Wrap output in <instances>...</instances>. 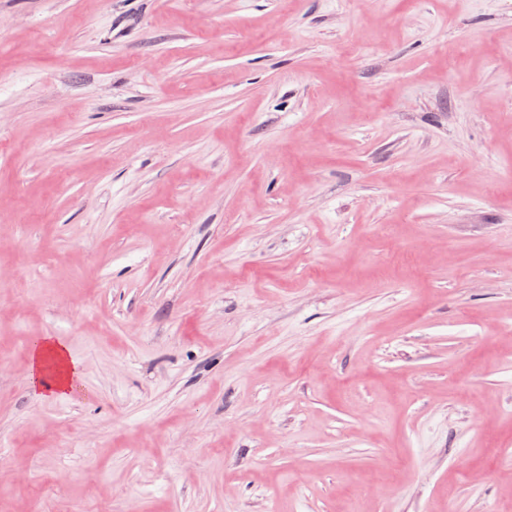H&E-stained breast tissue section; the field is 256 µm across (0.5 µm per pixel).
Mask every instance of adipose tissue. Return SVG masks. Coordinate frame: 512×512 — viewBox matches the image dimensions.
I'll use <instances>...</instances> for the list:
<instances>
[{"label":"adipose tissue","instance_id":"ef3b65f1","mask_svg":"<svg viewBox=\"0 0 512 512\" xmlns=\"http://www.w3.org/2000/svg\"><path fill=\"white\" fill-rule=\"evenodd\" d=\"M28 377L35 394L42 397L64 396L74 391L78 369L63 343L44 336L31 347Z\"/></svg>","mask_w":512,"mask_h":512}]
</instances>
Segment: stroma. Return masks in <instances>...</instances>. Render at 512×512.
<instances>
[{
	"mask_svg": "<svg viewBox=\"0 0 512 512\" xmlns=\"http://www.w3.org/2000/svg\"><path fill=\"white\" fill-rule=\"evenodd\" d=\"M0 512H512V0H0ZM48 360L54 364L47 366ZM28 377L32 391L41 397L64 396L74 391L78 369L65 345L51 336L37 339L31 347Z\"/></svg>",
	"mask_w": 512,
	"mask_h": 512,
	"instance_id": "stroma-1",
	"label": "stroma"
}]
</instances>
